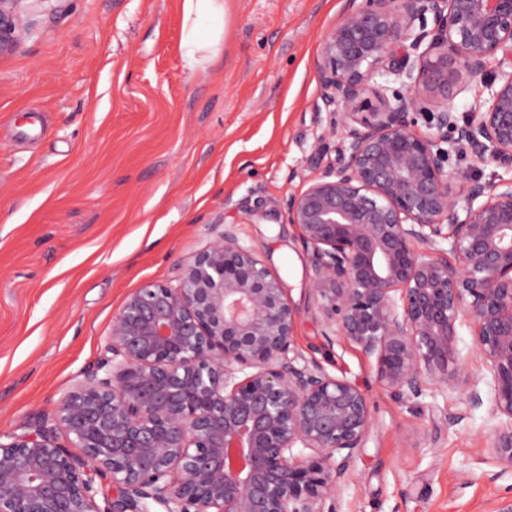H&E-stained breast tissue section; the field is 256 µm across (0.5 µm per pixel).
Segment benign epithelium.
<instances>
[{
	"label": "benign epithelium",
	"instance_id": "obj_1",
	"mask_svg": "<svg viewBox=\"0 0 512 512\" xmlns=\"http://www.w3.org/2000/svg\"><path fill=\"white\" fill-rule=\"evenodd\" d=\"M26 2L0 0V57ZM320 46L341 160L286 210L322 336L374 359L386 389L489 404L481 451L512 471V179L450 165L469 152L512 166V0H350ZM467 90L477 108L461 121L448 98ZM210 234L176 283L127 298L110 357L51 424L0 432V512H99L96 476L111 512H336L373 428L368 390L298 352L280 278L232 228ZM464 319L481 378L459 360Z\"/></svg>",
	"mask_w": 512,
	"mask_h": 512
}]
</instances>
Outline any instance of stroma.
I'll return each mask as SVG.
<instances>
[{"mask_svg":"<svg viewBox=\"0 0 512 512\" xmlns=\"http://www.w3.org/2000/svg\"><path fill=\"white\" fill-rule=\"evenodd\" d=\"M348 0H224V45L189 69L181 0H42L0 57V430L51 416L105 355L148 281L232 227L302 311L295 344L364 384L374 426L337 512H492L512 494L480 448L489 409L439 388L411 399L327 342L309 253L285 203L336 166L320 39ZM458 424L442 429L447 414Z\"/></svg>","mask_w":512,"mask_h":512,"instance_id":"stroma-1","label":"stroma"}]
</instances>
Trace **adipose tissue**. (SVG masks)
<instances>
[{
    "label": "adipose tissue",
    "instance_id": "adipose-tissue-1",
    "mask_svg": "<svg viewBox=\"0 0 512 512\" xmlns=\"http://www.w3.org/2000/svg\"><path fill=\"white\" fill-rule=\"evenodd\" d=\"M186 19L183 57L189 68L200 67L204 54L220 44L224 34V0H182Z\"/></svg>",
    "mask_w": 512,
    "mask_h": 512
}]
</instances>
